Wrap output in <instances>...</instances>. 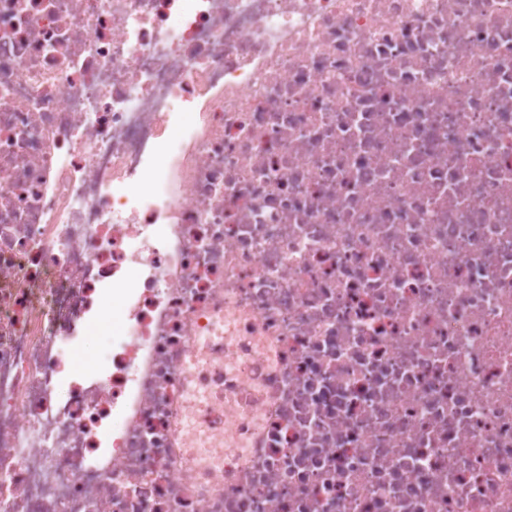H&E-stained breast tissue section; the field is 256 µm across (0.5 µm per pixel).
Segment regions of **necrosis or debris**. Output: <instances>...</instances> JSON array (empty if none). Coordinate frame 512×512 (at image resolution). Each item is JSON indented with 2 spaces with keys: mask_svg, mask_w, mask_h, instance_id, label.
<instances>
[{
  "mask_svg": "<svg viewBox=\"0 0 512 512\" xmlns=\"http://www.w3.org/2000/svg\"><path fill=\"white\" fill-rule=\"evenodd\" d=\"M0 512H512V0H0ZM110 298L111 297L106 298L103 302V308L107 313V318L104 321L95 323L91 327L82 349L71 355V364L74 368L76 366L90 367L94 363L95 358L110 344L112 336L122 332V324L115 315L120 307L112 308Z\"/></svg>",
  "mask_w": 512,
  "mask_h": 512,
  "instance_id": "obj_1",
  "label": "necrosis or debris"
}]
</instances>
